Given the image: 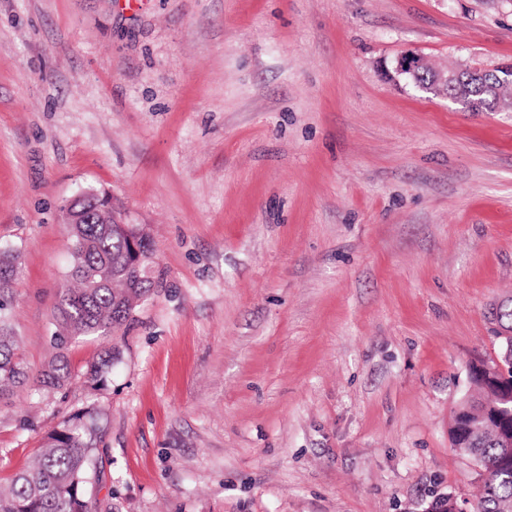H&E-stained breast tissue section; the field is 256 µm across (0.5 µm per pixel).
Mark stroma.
I'll list each match as a JSON object with an SVG mask.
<instances>
[{"instance_id":"stroma-1","label":"stroma","mask_w":512,"mask_h":512,"mask_svg":"<svg viewBox=\"0 0 512 512\" xmlns=\"http://www.w3.org/2000/svg\"><path fill=\"white\" fill-rule=\"evenodd\" d=\"M405 52L512 66V0H0L9 318L31 377L70 372L0 398V486L92 409L95 512L475 495L449 431L512 299V112L395 80ZM86 189L150 232L152 287L59 352ZM58 357V364L51 365L48 370L39 376L37 380L39 386L44 388L60 387L69 378V371L63 360L64 357L62 355H58Z\"/></svg>"}]
</instances>
